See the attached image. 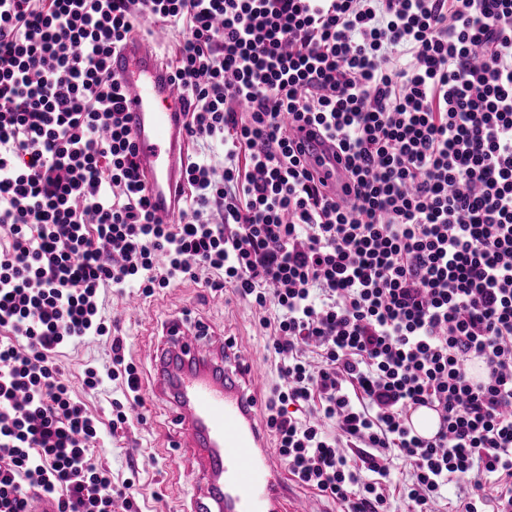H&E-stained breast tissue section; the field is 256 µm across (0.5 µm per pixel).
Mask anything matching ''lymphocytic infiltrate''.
<instances>
[{
    "mask_svg": "<svg viewBox=\"0 0 512 512\" xmlns=\"http://www.w3.org/2000/svg\"><path fill=\"white\" fill-rule=\"evenodd\" d=\"M152 25L188 108L177 223L158 222L109 59ZM335 140L344 200L285 121ZM191 280L247 302L279 384L266 427L295 482L341 512H512V0H0V512L132 507L95 458L142 378L107 290ZM109 339L102 423L64 348ZM446 430L423 439L410 410ZM394 469L392 470V484L390 488V500L388 512H406L405 506L401 498V486L408 479L407 471L399 461H395Z\"/></svg>",
    "mask_w": 512,
    "mask_h": 512,
    "instance_id": "obj_1",
    "label": "lymphocytic infiltrate"
}]
</instances>
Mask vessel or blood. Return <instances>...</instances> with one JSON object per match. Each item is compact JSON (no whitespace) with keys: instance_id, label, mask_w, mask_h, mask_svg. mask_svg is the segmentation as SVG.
Segmentation results:
<instances>
[{"instance_id":"vessel-or-blood-1","label":"vessel or blood","mask_w":512,"mask_h":512,"mask_svg":"<svg viewBox=\"0 0 512 512\" xmlns=\"http://www.w3.org/2000/svg\"><path fill=\"white\" fill-rule=\"evenodd\" d=\"M110 68L127 93L125 125L151 210L173 223L188 143L177 82L154 48L136 36L113 53ZM304 139L307 162L332 186H343L335 143L319 133ZM167 336V348L148 350L155 365L148 392L181 395L173 408L175 445L188 449L197 465L200 491L192 512H315L312 499L297 496L274 465L263 402L248 385L258 371L250 349L207 338L176 318Z\"/></svg>"}]
</instances>
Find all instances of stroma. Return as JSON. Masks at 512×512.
Wrapping results in <instances>:
<instances>
[{
    "label": "stroma",
    "instance_id": "35a3bbf8",
    "mask_svg": "<svg viewBox=\"0 0 512 512\" xmlns=\"http://www.w3.org/2000/svg\"><path fill=\"white\" fill-rule=\"evenodd\" d=\"M175 313L190 322H202L215 336L249 345L265 369L263 377L251 383L260 396H267L278 384L274 362L266 351L264 330L254 311L235 295L214 294L190 280L148 299L140 313L119 322L128 353L143 375V384H151L154 375L145 350L159 344L163 323ZM111 365L110 344L102 338L66 350L62 358L74 394L104 421L110 419L112 401L121 398V391L109 380L90 391L82 379L86 368L103 372ZM144 412L146 422L134 424L106 441L97 451L98 459L111 470L115 483L134 478L138 512H186L193 492L191 462L174 446L176 431L170 406L153 398L146 400Z\"/></svg>",
    "mask_w": 512,
    "mask_h": 512
}]
</instances>
